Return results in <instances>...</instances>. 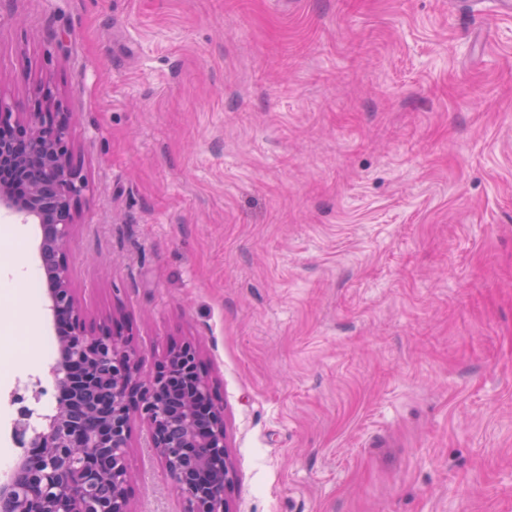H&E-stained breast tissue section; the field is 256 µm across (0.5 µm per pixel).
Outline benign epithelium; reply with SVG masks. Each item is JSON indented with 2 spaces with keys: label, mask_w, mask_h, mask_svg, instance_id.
Returning <instances> with one entry per match:
<instances>
[{
  "label": "benign epithelium",
  "mask_w": 512,
  "mask_h": 512,
  "mask_svg": "<svg viewBox=\"0 0 512 512\" xmlns=\"http://www.w3.org/2000/svg\"><path fill=\"white\" fill-rule=\"evenodd\" d=\"M72 117L50 93L34 109L15 112L0 98V166L25 186L0 183V210L20 224L37 223L47 302L57 325L59 357L50 366L51 412L35 426L21 403L13 436L23 448L0 482V512H132L127 448L132 422L147 427V447L173 476L184 512H231L236 480L229 459L224 408L190 343L171 349L149 376L128 341L93 329L72 288L67 244L87 180L70 136Z\"/></svg>",
  "instance_id": "1"
}]
</instances>
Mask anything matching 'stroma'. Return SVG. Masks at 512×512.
Instances as JSON below:
<instances>
[{
  "mask_svg": "<svg viewBox=\"0 0 512 512\" xmlns=\"http://www.w3.org/2000/svg\"><path fill=\"white\" fill-rule=\"evenodd\" d=\"M73 116L68 245L141 371L197 346L233 512H512V14L496 0H0V98ZM0 296V478L52 389ZM133 422V512H183Z\"/></svg>",
  "mask_w": 512,
  "mask_h": 512,
  "instance_id": "obj_1",
  "label": "stroma"
}]
</instances>
